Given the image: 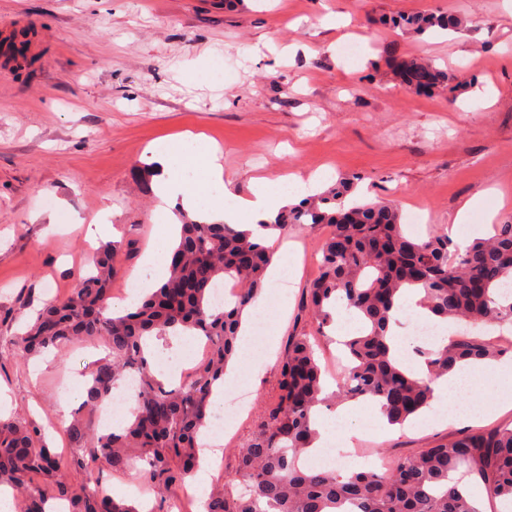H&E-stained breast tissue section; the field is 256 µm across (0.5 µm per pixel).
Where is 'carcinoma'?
I'll use <instances>...</instances> for the list:
<instances>
[{"label":"carcinoma","mask_w":512,"mask_h":512,"mask_svg":"<svg viewBox=\"0 0 512 512\" xmlns=\"http://www.w3.org/2000/svg\"><path fill=\"white\" fill-rule=\"evenodd\" d=\"M390 25L416 35L436 28L457 29L452 15H397ZM400 70L425 71L431 87L450 80L423 58L401 61ZM354 182L346 180L310 196L262 224L271 235L290 224L328 228L318 275L306 289V308L320 325L333 320L336 305L362 323L343 342L349 364L336 391H324V373L311 337H288L279 363L278 394L266 405L239 450L238 492L230 484L210 492L206 512H480L476 501L452 475L465 469L487 496L512 499V428L479 429L420 452L389 459L384 470L348 475L303 467L313 447L315 408L340 400L381 404L391 425H404L428 410L430 384L461 362H490L502 350L481 336L454 337L441 346L418 347L427 378H416L392 352L391 328L400 309L401 289L419 286L423 304L440 322L465 321L472 327L512 322V223L462 247L445 230L412 238L401 228L400 213L388 201L345 202ZM117 248L105 247L93 269L71 293L47 304L21 336L12 339L17 359L75 340H102L108 355L91 372L84 406L94 409L130 373L139 389L124 425L99 432L76 417L67 427V457L43 443L38 429L0 420V486L21 494L22 512H47L50 501H64L69 512H139L107 492L99 476L77 488L64 470L95 465L112 474L137 469L152 485L184 484L199 462L200 428L211 416L213 385L237 358L243 311L263 292L273 252L267 239L222 222L180 214V227L167 279L135 307L110 314ZM226 279L239 292L224 306L212 290ZM188 332L211 342L210 354L193 376L178 385L157 378L146 352V337Z\"/></svg>","instance_id":"carcinoma-1"}]
</instances>
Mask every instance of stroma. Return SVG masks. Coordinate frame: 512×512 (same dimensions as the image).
I'll return each instance as SVG.
<instances>
[{"label":"stroma","instance_id":"stroma-1","mask_svg":"<svg viewBox=\"0 0 512 512\" xmlns=\"http://www.w3.org/2000/svg\"><path fill=\"white\" fill-rule=\"evenodd\" d=\"M423 11L468 24L415 36L381 23ZM329 13L346 26H327ZM2 31L28 32L30 49L20 60L0 43V338L75 288L106 243L87 237L102 217L120 246L112 296L126 300L154 234L144 159L188 134L219 147L224 178L243 196L258 178L325 169L322 189L351 178L355 198L392 202L405 218L422 212L424 223L407 227L414 234L447 228L478 193L484 205L466 238L512 223V198H498L512 188L502 180L512 172V0H0ZM347 41L359 44L354 57L341 51ZM418 56L451 75V86L406 89L394 63ZM326 235L302 224L283 235L293 244L288 295L267 288L265 330L239 353L224 395L246 391L249 405L234 416L209 485L235 477L238 450L276 388L277 367L257 364L255 351L283 350L307 333L320 362L340 355L331 327L303 309ZM104 355L99 342L77 340L35 377L31 361L1 351L0 417L38 427L64 450L60 402ZM501 391L487 365L453 394L455 410L474 421L429 410L383 435L362 403L351 423L367 432L364 447L414 454L454 433L511 427Z\"/></svg>","mask_w":512,"mask_h":512}]
</instances>
